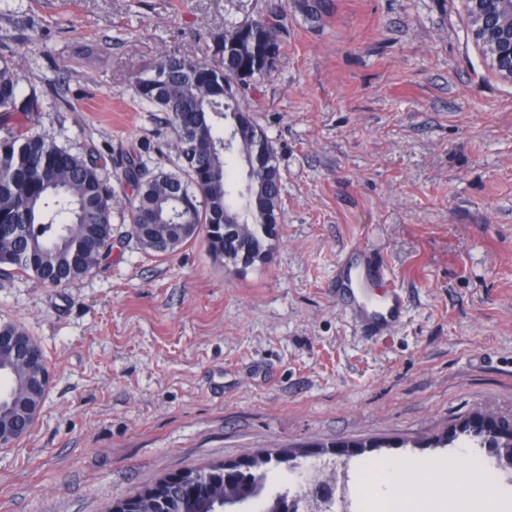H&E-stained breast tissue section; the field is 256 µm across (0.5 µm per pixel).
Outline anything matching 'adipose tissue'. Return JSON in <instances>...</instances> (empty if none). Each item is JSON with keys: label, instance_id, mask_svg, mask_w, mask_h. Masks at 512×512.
<instances>
[{"label": "adipose tissue", "instance_id": "1", "mask_svg": "<svg viewBox=\"0 0 512 512\" xmlns=\"http://www.w3.org/2000/svg\"><path fill=\"white\" fill-rule=\"evenodd\" d=\"M374 469L388 512H504L512 505V492L492 487L474 467L387 460Z\"/></svg>", "mask_w": 512, "mask_h": 512}]
</instances>
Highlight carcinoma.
Listing matches in <instances>:
<instances>
[{"instance_id": "carcinoma-1", "label": "carcinoma", "mask_w": 512, "mask_h": 512, "mask_svg": "<svg viewBox=\"0 0 512 512\" xmlns=\"http://www.w3.org/2000/svg\"><path fill=\"white\" fill-rule=\"evenodd\" d=\"M311 23L330 14L334 0H290ZM499 19L500 36L472 30L489 59L512 43V0H485ZM286 14L265 15L215 34L231 44L217 65L165 55L135 81L140 103L169 116L179 161L175 173H140L128 160L125 179L133 197L131 235L145 250L168 255L206 236L224 266L240 274L268 264L281 237L282 173L266 131L246 104L270 77L259 64L267 46L281 47ZM42 110L36 91H24L15 66L0 61V113L30 118ZM112 193L96 161L74 154L25 124L0 138V269L14 267L49 286L87 276L112 252ZM0 373L8 376L0 400V435L23 431L42 396L19 354L0 347ZM272 453L256 456L236 482L224 481L223 462L205 465L212 482L189 494H171L182 512H224V497L248 504L262 499Z\"/></svg>"}]
</instances>
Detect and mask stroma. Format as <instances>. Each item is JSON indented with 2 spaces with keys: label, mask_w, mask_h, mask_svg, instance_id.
<instances>
[{
  "label": "stroma",
  "mask_w": 512,
  "mask_h": 512,
  "mask_svg": "<svg viewBox=\"0 0 512 512\" xmlns=\"http://www.w3.org/2000/svg\"><path fill=\"white\" fill-rule=\"evenodd\" d=\"M0 58L43 98L34 133L92 158L112 191V254L53 287L0 270V321L43 351L31 432L0 447V512H107L162 475L272 447L290 487L316 444L383 440L351 458L512 474L471 437L421 447L475 412L512 418V80L476 44L464 0H335L289 14L249 97L283 177L282 240L241 275L204 239L159 257L130 236L127 159L174 171L166 113L134 80L160 56L213 64L212 34L285 0H10ZM377 251L404 323L368 336L338 304L336 265ZM290 6L311 23H320L334 7L333 0H292Z\"/></svg>",
  "instance_id": "1"
}]
</instances>
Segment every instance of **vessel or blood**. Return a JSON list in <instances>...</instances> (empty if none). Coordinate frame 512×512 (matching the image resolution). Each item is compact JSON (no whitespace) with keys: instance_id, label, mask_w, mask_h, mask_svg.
I'll return each mask as SVG.
<instances>
[{"instance_id":"obj_1","label":"vessel or blood","mask_w":512,"mask_h":512,"mask_svg":"<svg viewBox=\"0 0 512 512\" xmlns=\"http://www.w3.org/2000/svg\"><path fill=\"white\" fill-rule=\"evenodd\" d=\"M337 286L349 296L359 327L376 336L403 320L405 306L387 265L365 247H354L338 270Z\"/></svg>"}]
</instances>
